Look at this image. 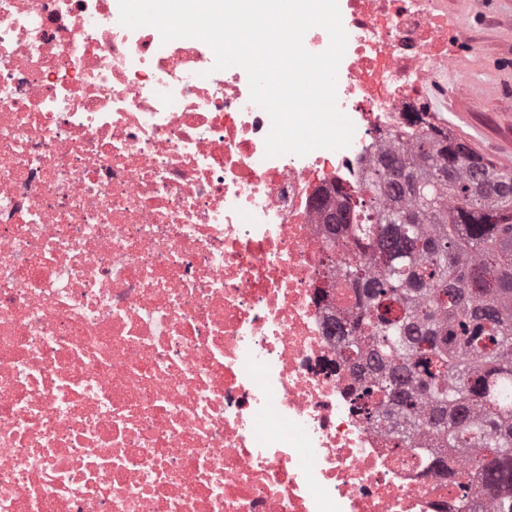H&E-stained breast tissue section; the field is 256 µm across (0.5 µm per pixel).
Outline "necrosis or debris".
Instances as JSON below:
<instances>
[{"label":"necrosis or debris","instance_id":"necrosis-or-debris-1","mask_svg":"<svg viewBox=\"0 0 512 512\" xmlns=\"http://www.w3.org/2000/svg\"><path fill=\"white\" fill-rule=\"evenodd\" d=\"M350 145L266 157L246 71L0 0V512H466L421 441L352 408L323 204L448 85L439 0H338Z\"/></svg>","mask_w":512,"mask_h":512}]
</instances>
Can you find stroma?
I'll use <instances>...</instances> for the list:
<instances>
[{
	"mask_svg": "<svg viewBox=\"0 0 512 512\" xmlns=\"http://www.w3.org/2000/svg\"><path fill=\"white\" fill-rule=\"evenodd\" d=\"M448 47V127L475 151L512 158V0H445Z\"/></svg>",
	"mask_w": 512,
	"mask_h": 512,
	"instance_id": "1",
	"label": "stroma"
}]
</instances>
